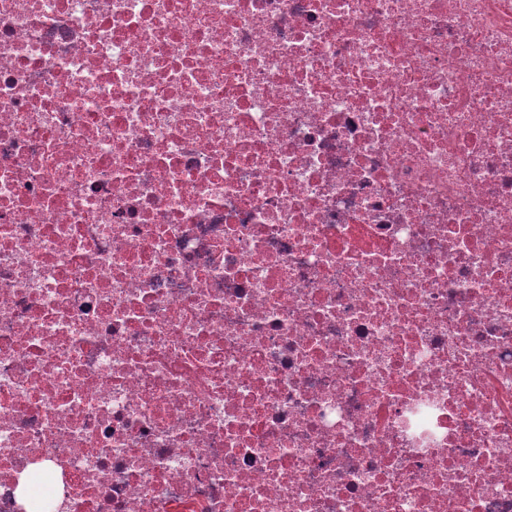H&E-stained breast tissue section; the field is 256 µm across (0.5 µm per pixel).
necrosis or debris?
Masks as SVG:
<instances>
[{"label": "necrosis or debris", "mask_w": 512, "mask_h": 512, "mask_svg": "<svg viewBox=\"0 0 512 512\" xmlns=\"http://www.w3.org/2000/svg\"><path fill=\"white\" fill-rule=\"evenodd\" d=\"M512 512V0H0V512Z\"/></svg>", "instance_id": "necrosis-or-debris-1"}]
</instances>
